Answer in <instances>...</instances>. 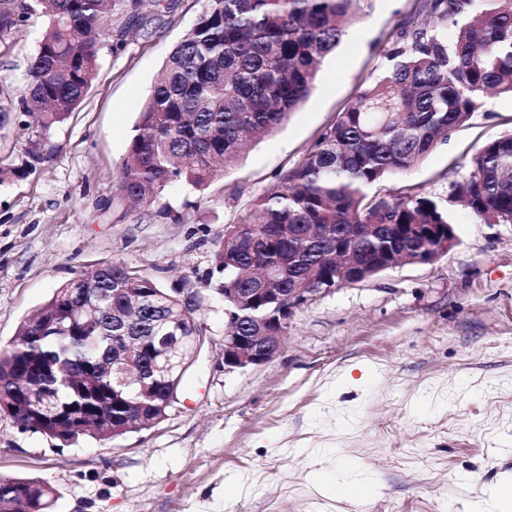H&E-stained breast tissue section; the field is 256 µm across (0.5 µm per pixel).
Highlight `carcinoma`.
<instances>
[{
    "label": "carcinoma",
    "instance_id": "1",
    "mask_svg": "<svg viewBox=\"0 0 512 512\" xmlns=\"http://www.w3.org/2000/svg\"><path fill=\"white\" fill-rule=\"evenodd\" d=\"M113 0H0V39L32 11L47 27L19 96L0 91V127L44 130L86 99L96 75L104 14ZM364 0H205L197 22L169 54L127 144L118 189L148 205L168 187H205L231 169L247 140L296 112L323 60L347 35ZM386 66L311 149L225 231L215 261L226 288L314 287L338 245L361 262L355 279L378 274L387 252L417 255L419 240L395 224H450L417 192L380 193L390 174L417 166L463 126L489 92L512 95V0H417L385 54ZM448 202L495 224H512V133L485 143ZM182 303L140 270L111 261L56 289L0 348V414L65 444L111 440L167 416L151 366ZM144 337L145 388L120 386L115 337ZM57 490L42 478L0 477V512H52Z\"/></svg>",
    "mask_w": 512,
    "mask_h": 512
}]
</instances>
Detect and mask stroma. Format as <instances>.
<instances>
[{
    "mask_svg": "<svg viewBox=\"0 0 512 512\" xmlns=\"http://www.w3.org/2000/svg\"><path fill=\"white\" fill-rule=\"evenodd\" d=\"M416 0H373L322 65L307 102L243 150L204 190H165L131 208L118 184L128 138L173 47L204 0H115L91 90L49 130L0 131V347L54 288L122 260L199 298L213 345L158 424L64 446L0 415V475L47 479L55 512H472L512 473V224L451 204L487 141L512 132V97L489 94L387 189L446 207L457 245L314 297L269 362L225 372L216 242L380 73ZM47 26L40 14L0 40V90L22 84ZM358 466L370 491L333 488Z\"/></svg>",
    "mask_w": 512,
    "mask_h": 512,
    "instance_id": "obj_1",
    "label": "stroma"
}]
</instances>
